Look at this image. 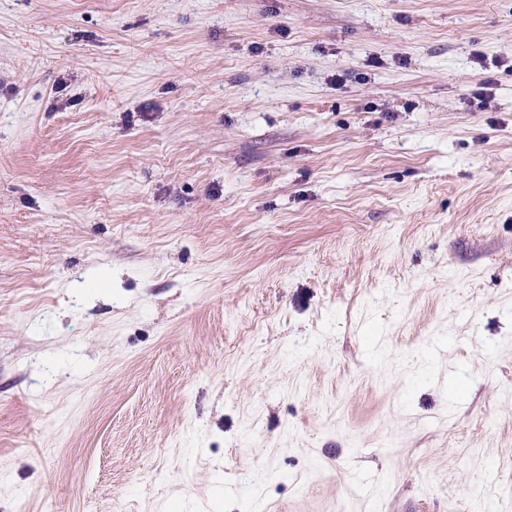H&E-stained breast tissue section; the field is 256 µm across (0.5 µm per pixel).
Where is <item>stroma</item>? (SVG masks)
Here are the masks:
<instances>
[{"mask_svg": "<svg viewBox=\"0 0 512 512\" xmlns=\"http://www.w3.org/2000/svg\"><path fill=\"white\" fill-rule=\"evenodd\" d=\"M21 500L512 512V0H0Z\"/></svg>", "mask_w": 512, "mask_h": 512, "instance_id": "stroma-1", "label": "stroma"}]
</instances>
